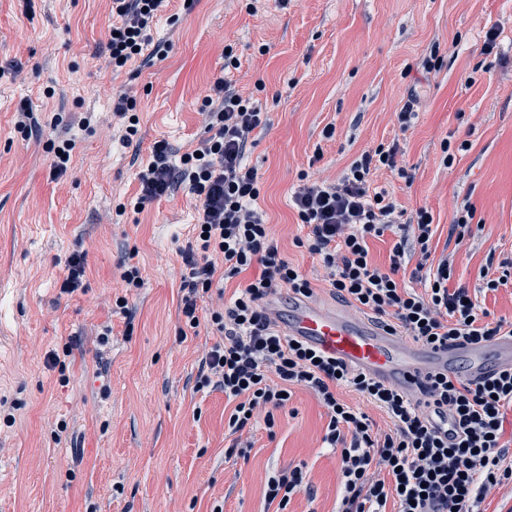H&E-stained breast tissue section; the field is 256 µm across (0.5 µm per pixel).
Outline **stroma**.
<instances>
[{
	"instance_id": "stroma-1",
	"label": "stroma",
	"mask_w": 512,
	"mask_h": 512,
	"mask_svg": "<svg viewBox=\"0 0 512 512\" xmlns=\"http://www.w3.org/2000/svg\"><path fill=\"white\" fill-rule=\"evenodd\" d=\"M246 4L170 0L151 46L115 71L110 0H0V512H274L268 479L300 464L309 487L288 512H336L339 455L322 441L328 418L312 391L294 388L274 428L254 423L248 457L228 452L233 406L197 381L217 341L207 320L239 282L199 300V326L185 325L189 196L116 213L138 194L155 140L183 150L205 136L201 105L218 76L267 114L249 162L263 177L271 231L301 271L317 259L294 245L306 233L288 203L299 173L333 180L362 152L395 142L414 182L381 170L373 186L404 209L432 210L436 258L456 203L470 199L479 224L449 285L512 318V285L483 287L490 261L512 256V0H257L252 13ZM495 24L498 50L488 55ZM434 46L442 65L421 76L416 64ZM228 47L238 68L224 67ZM413 87L418 117L403 132L396 114ZM121 93L137 103L136 147L121 143L112 114ZM23 100L38 121L27 138L15 129ZM448 138L471 144L451 168ZM67 139L76 146L56 180L46 146ZM77 249L83 285L65 294ZM126 264L139 267L142 287L126 288ZM67 344L65 370L51 369L49 354Z\"/></svg>"
}]
</instances>
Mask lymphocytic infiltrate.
I'll list each match as a JSON object with an SVG mask.
<instances>
[{
  "label": "lymphocytic infiltrate",
  "mask_w": 512,
  "mask_h": 512,
  "mask_svg": "<svg viewBox=\"0 0 512 512\" xmlns=\"http://www.w3.org/2000/svg\"><path fill=\"white\" fill-rule=\"evenodd\" d=\"M108 63L119 70L141 56L169 0H111ZM202 109L208 136L179 152L155 141L138 174L135 210L176 191L194 204V235L180 254L184 265L181 313L200 324L198 302L213 286L258 267L209 325L218 341L206 354L199 387L214 386L233 402L228 426L242 432L264 413L286 407L293 386L312 390L329 418L323 441L340 451L342 494L336 512H479L495 486L512 480L502 442L512 408V367L479 382L427 378L418 393L383 385L318 354L282 333L265 312L280 291L312 297L323 283L336 298L416 341L489 342L512 336V319L492 317L468 288H449L454 259L430 265L434 216L406 211L371 176L382 168L413 183L397 163L399 145L377 146L354 159L334 182L300 174L291 196L306 229L296 247L320 261L319 278L303 274L282 254L260 206L261 177L247 162L254 132L266 118L227 78H216ZM397 235L388 266L377 265L369 241ZM408 279H401V272ZM349 389L382 411L390 426L376 427L361 408L341 400Z\"/></svg>",
  "instance_id": "f902f5d3"
}]
</instances>
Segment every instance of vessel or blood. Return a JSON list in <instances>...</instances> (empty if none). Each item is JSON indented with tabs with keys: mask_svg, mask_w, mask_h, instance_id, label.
<instances>
[{
	"mask_svg": "<svg viewBox=\"0 0 512 512\" xmlns=\"http://www.w3.org/2000/svg\"><path fill=\"white\" fill-rule=\"evenodd\" d=\"M286 330L324 354L409 393L426 376L453 374L461 362L466 379L473 383L486 379L492 369L512 366V336L428 347L352 310L302 297L288 306Z\"/></svg>",
	"mask_w": 512,
	"mask_h": 512,
	"instance_id": "vessel-or-blood-1",
	"label": "vessel or blood"
}]
</instances>
